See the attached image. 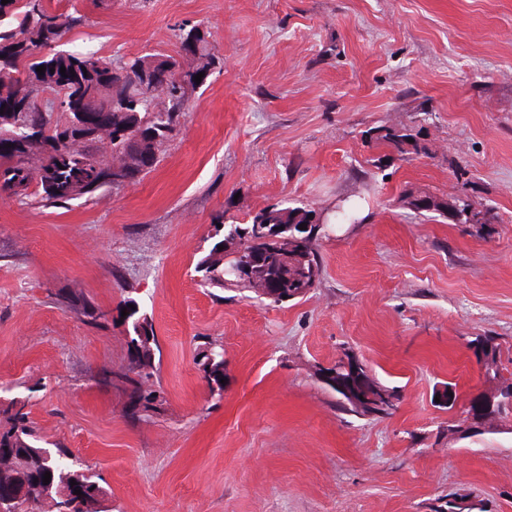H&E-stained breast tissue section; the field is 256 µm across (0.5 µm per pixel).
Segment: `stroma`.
Instances as JSON below:
<instances>
[{
  "label": "stroma",
  "mask_w": 512,
  "mask_h": 512,
  "mask_svg": "<svg viewBox=\"0 0 512 512\" xmlns=\"http://www.w3.org/2000/svg\"><path fill=\"white\" fill-rule=\"evenodd\" d=\"M74 52L112 61L207 34L214 63L155 168L43 207L0 193V401L99 475L112 512H512V414L449 418L512 383V0H51ZM412 128L401 155L375 127ZM384 165H377V158ZM492 205L477 231L408 200ZM323 271L281 307L211 295L194 267L216 222L330 214ZM153 320L163 400L150 415L107 374L122 326L66 300ZM493 337L499 377L476 342ZM224 346L222 394L196 358ZM354 357L396 389L388 416L339 409L320 369Z\"/></svg>",
  "instance_id": "35a3bbf8"
}]
</instances>
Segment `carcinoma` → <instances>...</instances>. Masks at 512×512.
<instances>
[{"label": "carcinoma", "mask_w": 512, "mask_h": 512, "mask_svg": "<svg viewBox=\"0 0 512 512\" xmlns=\"http://www.w3.org/2000/svg\"><path fill=\"white\" fill-rule=\"evenodd\" d=\"M82 17L64 15L51 9L48 0L26 5L21 0L0 3V148L28 139L14 165L0 169V191L28 196L35 186V198L43 206L93 197L96 192L118 188L145 175L157 165L164 143L179 124L189 94L199 88L195 76L210 69L213 58L204 33L197 28L179 29L178 55L186 40L194 41L197 64L185 69L172 55L148 54L130 58L120 65L94 52L75 54L60 48V42ZM45 67L44 74L37 67ZM66 68L60 73V68ZM41 86L61 99L64 111L54 113L55 102H43L34 95ZM105 119L112 126V153L127 160L116 173L99 152V137L68 136L77 123L93 124ZM375 140L399 154L407 148L418 150L411 130L374 128ZM312 226L309 233L299 225ZM324 225L315 211L302 206L265 208L249 224L213 227L218 238L209 252L199 258L195 272L209 288H253L276 306L306 296L319 282L322 266L316 242ZM223 249H218V246ZM237 256L249 268L243 275L228 271L224 258ZM136 301H124L132 359L115 374V380L130 393L139 412L156 409L158 390L149 384L155 374L150 342L156 341L152 320ZM91 323L112 319V314L89 304L68 301ZM211 392H220L224 379V350L208 342L199 352ZM391 395L371 382L370 397L350 401L340 409L356 414H388ZM6 429L0 432V502L6 512H61L58 505L80 501L74 512H109L108 498L100 478L85 464L71 459L61 445L47 448L28 414L1 409ZM51 481L43 483L45 473ZM76 484H70V481ZM81 491L74 497V491Z\"/></svg>", "instance_id": "carcinoma-1"}]
</instances>
